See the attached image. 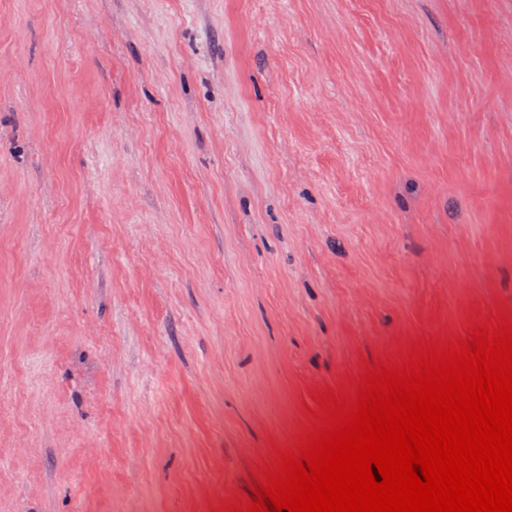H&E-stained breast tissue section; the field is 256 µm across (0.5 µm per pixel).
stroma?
Masks as SVG:
<instances>
[{
    "mask_svg": "<svg viewBox=\"0 0 512 512\" xmlns=\"http://www.w3.org/2000/svg\"><path fill=\"white\" fill-rule=\"evenodd\" d=\"M0 72V512H213L512 307V0H0Z\"/></svg>",
    "mask_w": 512,
    "mask_h": 512,
    "instance_id": "stroma-1",
    "label": "stroma"
}]
</instances>
